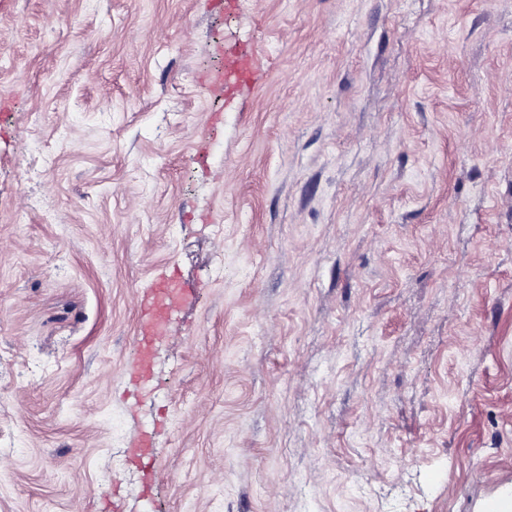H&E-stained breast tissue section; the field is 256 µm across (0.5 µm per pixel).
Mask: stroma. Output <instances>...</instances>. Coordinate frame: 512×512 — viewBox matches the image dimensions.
<instances>
[{
	"instance_id": "35a3bbf8",
	"label": "stroma",
	"mask_w": 512,
	"mask_h": 512,
	"mask_svg": "<svg viewBox=\"0 0 512 512\" xmlns=\"http://www.w3.org/2000/svg\"><path fill=\"white\" fill-rule=\"evenodd\" d=\"M509 498L512 0H0V512Z\"/></svg>"
}]
</instances>
